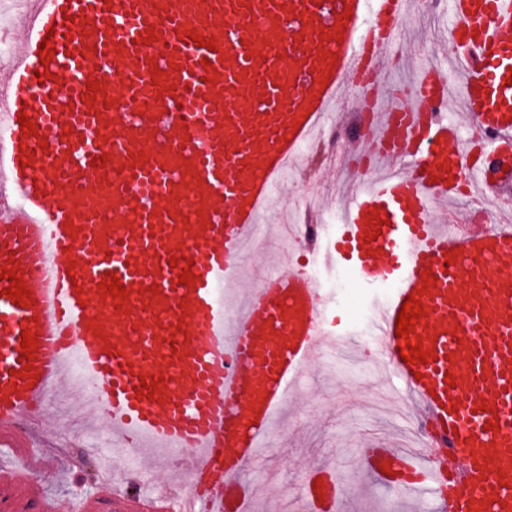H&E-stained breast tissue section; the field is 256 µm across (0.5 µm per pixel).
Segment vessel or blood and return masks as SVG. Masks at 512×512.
<instances>
[{
  "instance_id": "b4317fda",
  "label": "vessel or blood",
  "mask_w": 512,
  "mask_h": 512,
  "mask_svg": "<svg viewBox=\"0 0 512 512\" xmlns=\"http://www.w3.org/2000/svg\"><path fill=\"white\" fill-rule=\"evenodd\" d=\"M409 6L25 0L22 45L0 68V265L17 268L34 303L13 304L0 280V435L53 413L62 379L77 376L84 428L105 420L114 447L79 512H99L104 498L120 512H250L259 486L243 482L245 467L340 333L330 297L301 270L268 271L236 300L227 286L246 246H268L261 218L349 84L359 106L343 123L372 112L353 143L379 172L352 183L333 256L366 287H390L375 309L377 357L402 382L411 418L435 432L420 454L369 446L361 468L398 495H431L435 512H512V220L453 233L438 221L463 185L501 200L512 174L434 114L457 94L473 126L512 150V0H448L454 67L383 108L381 77ZM150 32L158 50L144 42ZM117 65L123 93L112 98ZM90 82L100 89L89 104ZM22 115L35 134L24 135ZM103 152L106 166L93 167ZM374 215L383 226L371 241ZM187 269L190 287L179 282ZM108 273L128 292L126 310L99 295ZM417 289L427 314L404 339L396 319ZM26 329L37 341L28 362ZM409 339L433 361L404 363ZM144 380L158 381L159 399L137 396ZM155 448L178 474L176 501L141 493ZM348 492L322 464L300 486L307 512H342ZM0 512L52 508L23 468L1 461Z\"/></svg>"
}]
</instances>
